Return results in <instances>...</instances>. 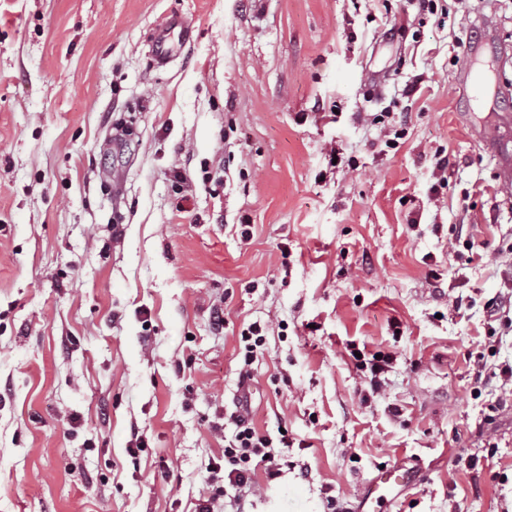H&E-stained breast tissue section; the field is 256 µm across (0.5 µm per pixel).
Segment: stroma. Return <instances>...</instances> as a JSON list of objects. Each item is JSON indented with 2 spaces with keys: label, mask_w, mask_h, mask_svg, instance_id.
<instances>
[{
  "label": "stroma",
  "mask_w": 512,
  "mask_h": 512,
  "mask_svg": "<svg viewBox=\"0 0 512 512\" xmlns=\"http://www.w3.org/2000/svg\"><path fill=\"white\" fill-rule=\"evenodd\" d=\"M173 14L193 41L153 67ZM471 38L512 48V0H0V512H193L253 322L292 466L252 512H349L404 461L387 512H512V387L475 375L512 364V189L474 135L512 152V95H463ZM417 473L416 466L408 467L405 463L381 469L376 481L364 489L354 512H375L374 504L390 505L405 487L415 481Z\"/></svg>",
  "instance_id": "35a3bbf8"
}]
</instances>
